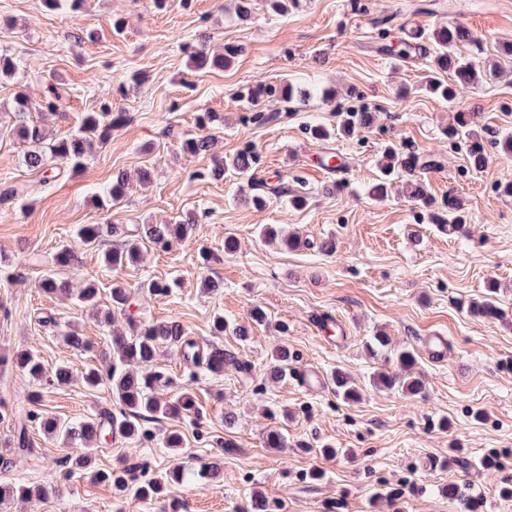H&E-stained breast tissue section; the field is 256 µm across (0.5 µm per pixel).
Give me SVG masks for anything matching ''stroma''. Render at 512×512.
<instances>
[{
  "instance_id": "obj_1",
  "label": "stroma",
  "mask_w": 512,
  "mask_h": 512,
  "mask_svg": "<svg viewBox=\"0 0 512 512\" xmlns=\"http://www.w3.org/2000/svg\"><path fill=\"white\" fill-rule=\"evenodd\" d=\"M253 3L241 19L233 0H166L161 8L154 0H85L76 11L0 0V52L18 66L14 77L0 78V187L26 188L0 203V355L30 349L50 371L66 365L78 373L98 363L109 343L105 329L72 301L43 294L36 286L42 269L28 262L30 254L67 249L68 274L95 279L100 311L111 308L112 282L121 280L136 289L141 320L176 319L189 338L235 357L223 373L206 374L179 349H162L158 364L173 379L163 396L187 389L199 407L198 419L162 423L184 434V448L173 455L119 437L98 449L93 468L124 462L153 473L173 465L195 470L220 457L221 473L209 485L175 487L188 512H244L258 495L285 503L286 512H464L458 488L477 501L478 512H512V497L502 493L512 485V196L500 190L512 182V160L494 152L473 171L465 144L446 135L457 113L471 110L479 112L485 137L512 132V0H299L284 17L265 0ZM115 16L126 22L122 31L110 24ZM453 24L470 32L459 49L479 72L461 102L419 90L430 59L389 53L410 29L429 33ZM202 39L216 51L238 44L233 67L189 68L187 48ZM55 79L71 91L65 115H30L49 133L71 134L84 113L104 103L128 120L84 167L44 186L26 168L24 146L11 132L14 117L3 106L21 92L40 98ZM283 79L310 90L309 99L267 101L274 120L250 122L242 91ZM205 110L224 116L214 154L182 151V139L198 135L196 117ZM343 111L375 119L349 136L311 135L318 124L337 127ZM389 146L432 159L417 172L430 207L396 189L382 200L370 196ZM244 149L258 154L259 177L308 193V205L296 209L271 195L257 207L249 182L208 178L215 156ZM328 151L347 162L344 173L320 167ZM143 168L152 172L145 186L138 181ZM121 171L130 178L125 195L111 210L99 209L95 193ZM451 198L463 204L467 235L445 233L431 220ZM187 213L198 218L188 240L149 249L141 263L116 273L75 233L80 224H159ZM265 224L298 235L301 247L266 243L258 234ZM229 236L236 241L230 251ZM327 238L336 241L335 255L317 249ZM160 279L174 281L170 293L150 290ZM207 279L218 290L205 291ZM491 283L505 312L498 320L467 310ZM256 306L265 323L251 320ZM217 313L247 328V339L213 335ZM71 331L91 350L68 346ZM378 333L390 336L392 348L413 351L424 397L371 387V374L390 368L386 351L365 347ZM433 334L446 337L445 358L428 355L423 339ZM282 341L296 353V369L323 375V388H305L292 376L268 379L271 353ZM339 369L361 387L359 400L336 396L330 378ZM36 388L21 370L0 367V402L15 421L26 418ZM270 409L276 418L267 417ZM43 410L74 421L119 407L109 387L89 390L76 381L46 390ZM271 429L282 433L283 448L267 447ZM28 435L43 467L16 455L0 466V483L43 484L46 468L80 452L33 425ZM328 444L339 448L336 458L319 455ZM314 469L320 479L311 478ZM0 512L158 509L117 499L110 486L85 475L65 482L61 494L6 502Z\"/></svg>"
}]
</instances>
